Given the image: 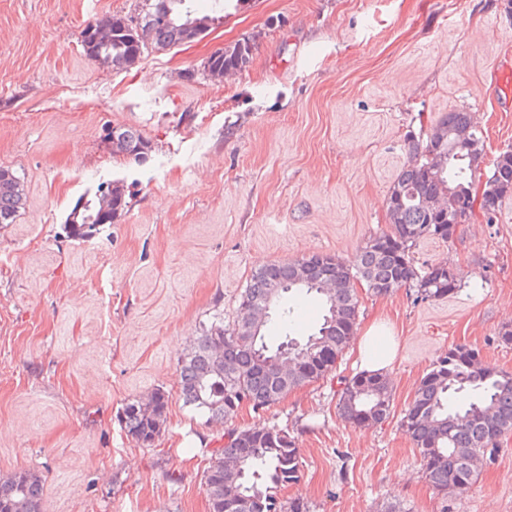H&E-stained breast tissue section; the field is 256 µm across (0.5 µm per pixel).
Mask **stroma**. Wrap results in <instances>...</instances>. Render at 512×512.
<instances>
[{"label":"stroma","instance_id":"35a3bbf8","mask_svg":"<svg viewBox=\"0 0 512 512\" xmlns=\"http://www.w3.org/2000/svg\"><path fill=\"white\" fill-rule=\"evenodd\" d=\"M143 0H0V166L23 188L0 224V477L43 482V512H209L204 472L227 426L288 427L301 478L283 499L312 512H512V433L466 493L442 497L399 426L420 378L465 344L512 370V199L498 223L429 241L461 290L420 301L359 290L357 329L381 319L397 347L390 418L356 428L335 374L231 424L180 396V360L216 320L232 324L252 272L312 253L351 260L388 229L385 199L406 133L467 108L485 158L512 144V111L489 89L512 66V0H239L192 42L116 69L89 60L88 23ZM255 44L246 68L203 76L217 49ZM197 71L186 80V71ZM150 140L146 163L114 158L107 129ZM122 181L129 208L71 239L83 194ZM169 397L152 446L127 435L124 404Z\"/></svg>","mask_w":512,"mask_h":512}]
</instances>
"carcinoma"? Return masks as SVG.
<instances>
[{
	"label": "carcinoma",
	"instance_id": "1",
	"mask_svg": "<svg viewBox=\"0 0 512 512\" xmlns=\"http://www.w3.org/2000/svg\"><path fill=\"white\" fill-rule=\"evenodd\" d=\"M194 0H154L137 13L153 26L152 42L169 47L191 42L209 27L211 18L193 16ZM132 15L114 14L81 29L78 40L85 55L115 67H127L144 52L134 46ZM100 32L107 41L87 38ZM248 41L219 49L204 70L240 71L250 62ZM112 154L124 157L151 144L142 132L120 128L107 133ZM407 161L389 188L386 208L390 229L371 235L353 259L314 253L255 270L240 294L239 316L230 326L214 324L203 331L181 359V398L209 421L233 419L246 400L258 411L284 399L290 391L319 380L342 359L359 318L355 282L376 297L412 288L422 300L437 301L462 287L458 276L448 277V265L418 264L421 241L453 242L464 223L481 217L496 223L503 201L512 197V145L501 149L488 172H482L484 140L471 113H443L426 131L404 138ZM485 193H480L482 177ZM109 211L102 223L111 224L129 202L123 188L107 184ZM18 178L0 167V224L14 223L22 205ZM318 268L313 281H297L307 263ZM316 294L325 314L317 332L300 341L291 337L292 299ZM281 330V342L271 349L265 331ZM480 352L455 345L440 355L420 379L413 399L400 419L401 430L419 452L425 477L443 496L463 493L476 483L479 461L496 450L498 440L512 431V371L484 363ZM337 409L354 427H372L389 418L392 386L383 374L360 373L340 381ZM168 395L161 389L146 399L125 403L120 420L127 434L144 446L152 445L167 422ZM302 457L288 429L273 426L231 428L224 447L212 450L205 472L210 512H310L301 501L283 504L279 493L297 482ZM43 483L28 471L0 478V512H42Z\"/></svg>",
	"mask_w": 512,
	"mask_h": 512
}]
</instances>
